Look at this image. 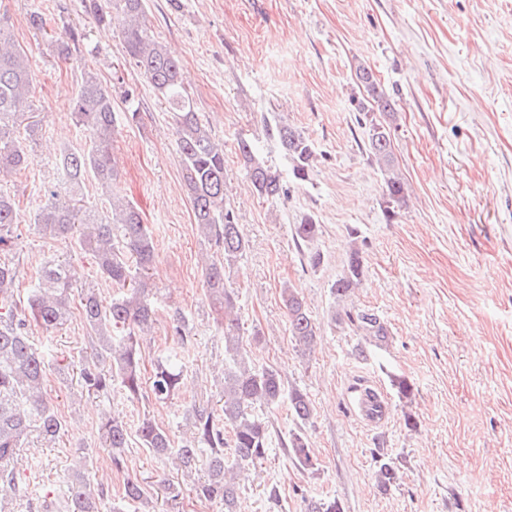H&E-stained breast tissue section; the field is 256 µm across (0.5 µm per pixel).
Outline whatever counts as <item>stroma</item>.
Returning <instances> with one entry per match:
<instances>
[{
  "mask_svg": "<svg viewBox=\"0 0 512 512\" xmlns=\"http://www.w3.org/2000/svg\"><path fill=\"white\" fill-rule=\"evenodd\" d=\"M33 10L44 29L30 27ZM0 14L10 17L37 75L34 160L0 180L20 209L17 305L47 257L70 261L78 288L112 294L89 253L30 225L42 186L56 180L52 160L90 145L69 110L89 67L104 85L119 80L133 89L141 112L138 123L118 122L111 150L123 193L155 241L157 321L141 346V376L150 378L167 355L185 367L180 391L164 405L128 398L117 384L109 399H96L71 363L92 352L80 314L50 332L29 324L49 362L45 396L66 427L54 444L33 438L22 449L29 494L10 512H31L45 499L62 507L67 477L82 466L106 495L104 512H221L196 498L176 459L154 456L138 437L115 468L97 431L107 410L132 429L148 416L176 438L188 436V409L218 406L229 364L203 289L205 264L219 250L196 230L172 114L125 63L119 27L98 24L84 0H0ZM146 19L181 61L200 120L224 145L226 192L247 241L229 282L248 356L278 369L312 407L304 425L287 403L264 410L269 447L240 476L241 512H307L319 499L337 501L342 512H512V0H148ZM72 30L80 35L73 56L58 59L50 42ZM361 66L396 108L392 149L408 196L392 218L356 121ZM272 116L312 141L317 161L308 181L293 179L283 148L267 137ZM243 135L277 170L286 197L253 193L237 148ZM308 213L320 226L313 247L324 263L316 270L294 237ZM354 245L365 274L340 304L330 286ZM286 285L320 325L312 351L289 333ZM342 308L374 311L388 329L385 343L334 322ZM177 310L189 320V340L172 332ZM397 376L411 383V399L399 396ZM356 384L384 400L379 425L358 415L349 393ZM299 430L314 468L288 454V437ZM379 455L397 473L385 490L376 481ZM129 478L141 483L146 504L123 502ZM170 483L182 489L178 500L166 495Z\"/></svg>",
  "mask_w": 512,
  "mask_h": 512,
  "instance_id": "1",
  "label": "stroma"
}]
</instances>
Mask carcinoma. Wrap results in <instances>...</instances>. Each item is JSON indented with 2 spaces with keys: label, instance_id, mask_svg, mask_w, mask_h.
I'll return each instance as SVG.
<instances>
[{
  "label": "carcinoma",
  "instance_id": "1",
  "mask_svg": "<svg viewBox=\"0 0 512 512\" xmlns=\"http://www.w3.org/2000/svg\"><path fill=\"white\" fill-rule=\"evenodd\" d=\"M101 24H112V11L121 13L124 24L119 34L125 59L145 79L156 96L173 112L177 147L184 181L192 205L194 224L200 235L215 241L220 257L207 265L204 286L212 306L224 314V352L232 365L224 368V405L217 411L194 405L188 410L190 435L175 446L168 430L145 417L137 427L141 444L157 457H176L187 470L204 472L195 486L201 500L218 503L224 512H238L239 484L228 478L233 468L253 464L264 458L268 445V425L256 413L271 408L288 396L294 418H311L307 395L298 389L285 391V381L273 367L249 364L243 339L235 333L233 312L236 294L226 283L227 270L246 251V240L236 215L226 199L224 144L215 142L195 112L187 91L182 64L173 57L145 22L146 0H91L88 5ZM356 78L386 118L395 114L392 100L380 87L372 71L358 67ZM34 71L30 52L14 41L9 18L0 15V174L29 164L31 154L21 145L17 130L26 110L31 108ZM71 112L88 132V149H65L57 159L65 181L44 188V203L39 206L33 226L50 238H72L84 224L88 233L77 237L81 249L90 252L97 274L112 284L110 299L94 288H86L81 306L84 325L94 348L83 360L82 387L98 397L112 395V385L120 382L128 397L141 396L140 340L155 324L154 292L148 271L155 259L152 232L143 223L140 210L122 193L120 173L111 166L112 133L117 115L112 108V92L96 72L87 69L71 100ZM358 121L369 123L368 149L384 172L385 196L389 204L406 201L405 184L394 173L391 130L385 121L373 118L364 102L358 103ZM266 134L277 140L292 162L296 181L306 182L316 161L312 142L303 133L280 122L265 123ZM238 152L260 198L276 199L283 193L280 175L256 158L253 143L246 137L238 141ZM108 194V207L101 213L84 205L88 179ZM19 216L14 199L0 189V512L4 504L28 493L18 480V456L30 437L47 444L55 442L64 420L45 398L43 380L46 360L27 333L33 320L49 331L63 326L70 315L71 293L76 271L62 260L45 262L37 282L27 297V311L13 304L17 271L10 254L18 246L15 229ZM313 217L295 225L296 239L308 243L319 233ZM364 276V260L359 247H353L340 276L332 284L337 300L347 297ZM287 310L288 329L302 350L314 347L320 327L294 288L282 290ZM349 321L364 335L384 341L388 330L373 312H345ZM182 366L165 358L150 377L151 398L161 404L180 390ZM231 426L235 466L224 457V426ZM98 430L110 448L111 460L121 465L129 447L127 424L104 413ZM288 454L305 468L313 467L309 444L304 435L293 433L288 439ZM103 493L96 492L81 469L70 480L67 512H102Z\"/></svg>",
  "mask_w": 512,
  "mask_h": 512
}]
</instances>
